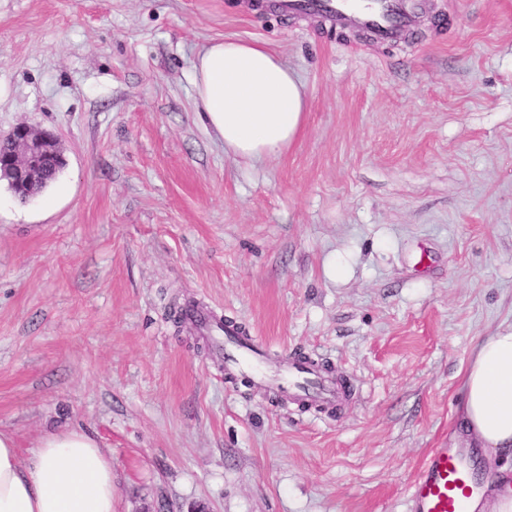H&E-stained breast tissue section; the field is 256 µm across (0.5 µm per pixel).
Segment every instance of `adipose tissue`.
Masks as SVG:
<instances>
[{
	"label": "adipose tissue",
	"instance_id": "1",
	"mask_svg": "<svg viewBox=\"0 0 512 512\" xmlns=\"http://www.w3.org/2000/svg\"><path fill=\"white\" fill-rule=\"evenodd\" d=\"M195 101L225 153L261 160L282 153L303 128L301 81L265 44L212 42L194 65ZM460 416L484 451L512 460V327L483 337L462 381ZM112 459L86 433L44 436L28 467L0 432V512H113Z\"/></svg>",
	"mask_w": 512,
	"mask_h": 512
}]
</instances>
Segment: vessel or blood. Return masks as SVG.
Here are the masks:
<instances>
[{
  "mask_svg": "<svg viewBox=\"0 0 512 512\" xmlns=\"http://www.w3.org/2000/svg\"><path fill=\"white\" fill-rule=\"evenodd\" d=\"M290 11L315 13L337 24L363 28L377 39L390 41L411 20V0H285ZM214 341L224 365L247 374L260 384H273L289 397L318 405L335 404L339 387L306 360L289 357L284 367L268 374L260 359L262 342L245 336L233 324L224 325ZM477 487L473 468L457 448L432 449L415 475L406 512H466Z\"/></svg>",
  "mask_w": 512,
  "mask_h": 512,
  "instance_id": "obj_1",
  "label": "vessel or blood"
}]
</instances>
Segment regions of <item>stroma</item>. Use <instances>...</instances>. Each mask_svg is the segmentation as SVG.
<instances>
[{
	"mask_svg": "<svg viewBox=\"0 0 512 512\" xmlns=\"http://www.w3.org/2000/svg\"><path fill=\"white\" fill-rule=\"evenodd\" d=\"M302 82L281 155L225 153L195 103L212 41ZM64 166L0 183V432L21 465L77 429L114 512H403L423 457L466 447L476 343L512 326V0H423L392 41L252 0H0V133ZM299 353L349 394L230 377L171 307ZM0 142L10 145L0 150V181H7L15 195L36 181L52 174L59 163L56 139L29 125H18L8 133L0 134Z\"/></svg>",
	"mask_w": 512,
	"mask_h": 512,
	"instance_id": "35a3bbf8",
	"label": "stroma"
}]
</instances>
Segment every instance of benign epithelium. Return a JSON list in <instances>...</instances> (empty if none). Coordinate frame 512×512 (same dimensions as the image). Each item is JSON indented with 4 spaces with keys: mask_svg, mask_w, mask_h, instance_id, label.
Wrapping results in <instances>:
<instances>
[{
    "mask_svg": "<svg viewBox=\"0 0 512 512\" xmlns=\"http://www.w3.org/2000/svg\"><path fill=\"white\" fill-rule=\"evenodd\" d=\"M0 142L10 145L0 150V181H6L16 194L30 184L52 174L64 162L56 139L29 125H18L0 134Z\"/></svg>",
    "mask_w": 512,
    "mask_h": 512,
    "instance_id": "benign-epithelium-1",
    "label": "benign epithelium"
}]
</instances>
